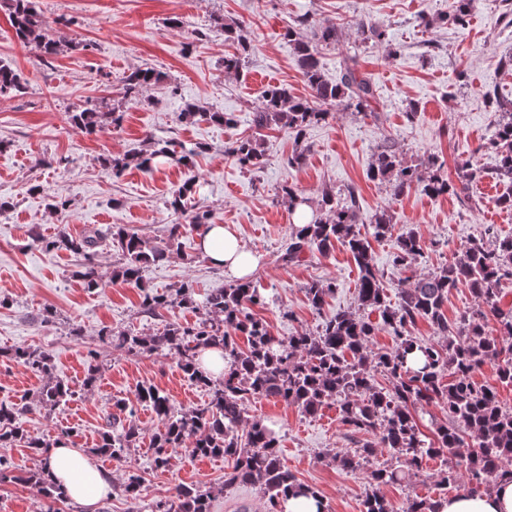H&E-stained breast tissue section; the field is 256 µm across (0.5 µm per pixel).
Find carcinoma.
<instances>
[{
	"instance_id": "1",
	"label": "carcinoma",
	"mask_w": 512,
	"mask_h": 512,
	"mask_svg": "<svg viewBox=\"0 0 512 512\" xmlns=\"http://www.w3.org/2000/svg\"><path fill=\"white\" fill-rule=\"evenodd\" d=\"M474 0H457L452 22L464 29L469 25ZM8 19L17 40L39 50V59L48 63L68 47L69 41L49 33L50 22L38 5V0H6ZM311 25L304 16L285 33L295 44L297 63L310 96H294L284 85H269L255 112L254 126L270 125L284 129L297 143L288 166L299 167L305 160V150L299 143L308 127L326 120L328 105H343L356 112H373L375 88L372 79L361 74L356 58H345L344 72L339 82H327L322 75L317 47L340 41L339 27L329 24L314 28V41L299 38L300 30ZM227 39L236 42L241 52L224 58V68L236 72L242 55L250 44L232 25L224 26ZM159 80L151 69H138L123 78V95L140 102L142 90ZM24 80L12 67L0 63V96L22 92ZM500 118L487 149L494 154L499 177L512 182V102L497 103ZM70 123L89 133L101 131L108 123L117 127L123 113L107 107H86L69 113ZM230 126V112H201L189 106L180 112V121L195 124L199 121ZM224 155L253 169L264 166V152L258 139L240 137L224 147ZM156 157H165L185 166L191 154L179 152L170 141H159L149 154L128 153L105 156L102 167L119 174L127 166L149 167ZM479 174L476 163L468 160L457 169V180L443 173V165L435 156L417 164H406L400 158L395 142L385 139L372 154L368 177L388 182L395 194L411 189L441 197L451 195L461 202L470 200L466 190ZM194 180H187L174 190L166 201L175 213L184 210L185 200L192 193ZM207 210L196 212L188 224H171L167 237L160 245H152L135 232L115 226L110 237L122 252L125 263L113 271L112 279L143 287V272L147 267L167 257L182 246L187 234L211 223ZM355 190H347L345 202L339 204L329 192L321 195L320 215L305 224H294L280 260L295 264L308 255H326L336 245H342L352 255L359 269L358 298L360 305L378 313L379 323L399 343L389 353L368 350L376 324L355 312L340 310L325 318L316 335L298 332L285 340L275 338L265 321L249 312L250 307L264 304V296L250 280H230L212 292L206 301L209 313L222 321L202 320L193 326L170 324L155 336H138L122 332L118 344L129 353L166 351L177 358L184 377L204 389L208 403L188 413L172 412L169 399L153 388H141L138 400L150 405L162 423L153 436L155 462L164 466L171 450L190 445L200 456H222L233 461L232 470L225 474L227 485L252 484L267 496V512H284L283 505L290 496L305 495L317 499V512H325L322 495L312 486L300 482L282 463L279 439L264 420H245V405L253 398L272 397L297 407L307 415L318 414L330 402L336 403L342 424L353 433L373 435L354 452L338 453L336 466L354 470L385 448L395 457L397 466L378 468L370 479L376 489L367 494L362 512H440L441 501L448 498V489L469 493H486L495 483L512 478V409L502 405L494 388L479 385L472 375L486 364L495 367L502 384L512 385V345L504 347L485 334L482 321L494 315L505 336L512 337V308L501 307L500 284L512 278V236L493 240L474 238L466 242L457 259L426 275L415 278L410 287L400 291L398 302L386 303L382 288L383 273L374 263L371 242L358 227ZM372 236L384 240L392 234L390 216L386 210L375 212L369 219ZM39 242L47 249L64 250L82 257L80 275L89 289L101 287L97 270L99 234L89 231L73 236L66 229L54 238ZM424 254L421 237L410 231L395 241L392 261L411 270ZM467 288L476 305L448 321L445 304L448 294L457 288ZM336 288L333 282L311 281L304 287L305 296L314 310L320 312ZM193 283H181L170 294L142 291L141 306L154 314L174 304L193 303ZM430 323L442 336L437 345H422L411 338V329L418 320ZM247 340V348L237 343L239 336ZM214 347L224 353V377L210 378L199 366V353ZM0 356L20 361L33 371L48 374L53 369L52 354L31 351L24 347L0 350ZM387 376L390 387L378 388L374 374ZM75 392L61 382L49 384L40 393V403L54 408ZM422 403H442L448 408V420L436 426L433 438L426 440L420 431L413 409ZM101 432L98 451L116 459L124 449L140 437L139 428L128 422L115 429L126 411L123 402L114 404ZM29 410L24 404H0V444L22 442L35 452L48 456L50 449L66 443L64 436L49 442L28 435L22 415ZM245 432H238L240 426ZM440 459L442 493L435 497H409L397 507L378 487L401 482L407 476L421 472L423 464ZM35 482L49 496L65 499L64 492L52 480L48 467H43ZM157 512H210L207 493L189 486L175 489L172 500L157 505Z\"/></svg>"
}]
</instances>
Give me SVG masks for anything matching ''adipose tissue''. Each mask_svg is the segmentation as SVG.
Returning <instances> with one entry per match:
<instances>
[{
	"mask_svg": "<svg viewBox=\"0 0 512 512\" xmlns=\"http://www.w3.org/2000/svg\"><path fill=\"white\" fill-rule=\"evenodd\" d=\"M196 246L211 264L222 268L225 276L232 279L248 278L257 265L256 258L243 249L235 232L221 224L210 225L198 237ZM48 467L69 499L84 507L94 506L112 488L111 476L100 470L91 456L76 448L52 449ZM440 512H512V480L498 481L490 492L482 495L450 496L442 503Z\"/></svg>",
	"mask_w": 512,
	"mask_h": 512,
	"instance_id": "ef3b65f1",
	"label": "adipose tissue"
}]
</instances>
